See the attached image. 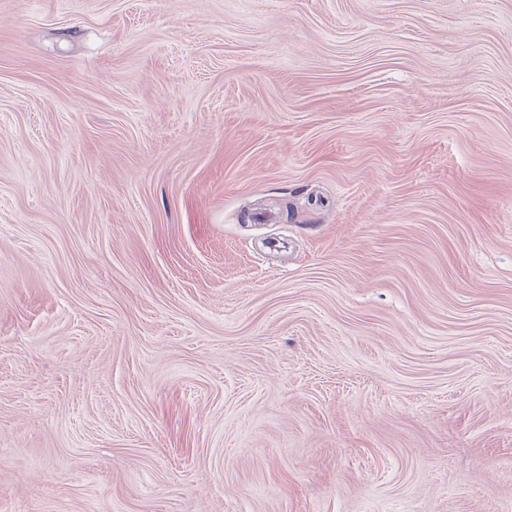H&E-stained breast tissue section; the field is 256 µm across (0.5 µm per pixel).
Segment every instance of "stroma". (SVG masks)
Segmentation results:
<instances>
[{"mask_svg":"<svg viewBox=\"0 0 512 512\" xmlns=\"http://www.w3.org/2000/svg\"><path fill=\"white\" fill-rule=\"evenodd\" d=\"M0 512H512V0H0Z\"/></svg>","mask_w":512,"mask_h":512,"instance_id":"35a3bbf8","label":"stroma"}]
</instances>
